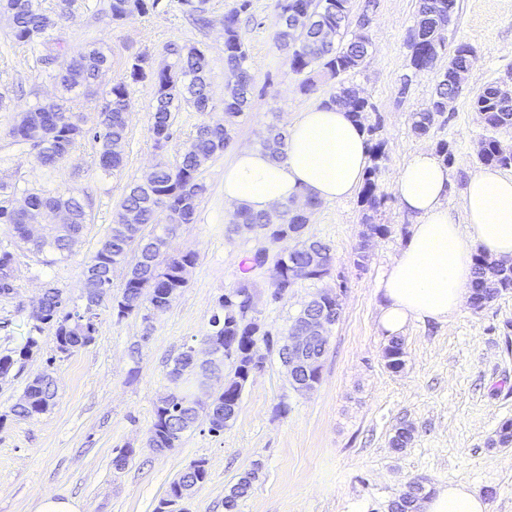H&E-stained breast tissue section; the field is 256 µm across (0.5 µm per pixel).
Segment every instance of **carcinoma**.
Segmentation results:
<instances>
[{"mask_svg":"<svg viewBox=\"0 0 512 512\" xmlns=\"http://www.w3.org/2000/svg\"><path fill=\"white\" fill-rule=\"evenodd\" d=\"M160 3L161 0H110V18L118 23L136 14L146 15L156 11ZM74 5L75 0H56L55 8L48 11L43 8L41 0H0V6L11 17L13 40L20 45L43 48L42 64L51 68V76L67 93L65 97L33 108L40 119L38 126L52 131V135L40 136L35 132L38 126L25 122L10 130L14 141L28 146L41 166L55 167L79 140L90 137L100 145L99 167L112 173L121 170L124 153L120 144L127 138L126 112L130 87L145 79L151 80L154 86L149 109L156 149L167 147L172 137L174 113L188 106L201 116L176 166L160 161L128 187L109 234L85 263V299L88 300L99 286L108 282L112 265L126 262L128 254L134 253V262L139 267L138 279L133 284L122 286L121 291L112 298V309H119L128 316L140 312V308L130 305L138 296H143L142 303L145 304L153 297L159 299L167 295L172 288L185 287L177 278V270L183 262H194L195 255L191 252L168 255L167 241L160 237L149 240L140 250L134 248L138 239L142 238L141 228L127 223V214L135 213L141 224H153L159 213L170 210L183 223H192L197 205L208 193V185L199 171L232 142L236 119L250 106L253 91L250 54L238 22L241 15L250 12L252 3L251 0H232L224 13V64L229 71L239 73L241 85L234 97L224 98L222 118L215 120L211 117L215 106L208 89L209 61L205 52L195 45H173L169 48V54L174 56L171 63L157 65L148 56L140 54L128 60L125 78L113 83L102 98L99 122L93 128H86L72 120L68 108L72 98L68 94L78 88L91 86L100 72L111 64V55L101 47L70 54L62 40L55 37L54 32L60 22L71 14ZM301 5L311 10V22L305 32L298 34L291 28V23ZM276 8L274 40L280 49L288 53L292 70L302 76L298 85L300 92L309 93L322 79H338L365 63L371 46L370 30L358 24L354 30H348L351 0H317L315 3L312 0H277ZM447 8L448 0H420L418 14L421 24L419 30L409 36V49H425L426 37L432 31L431 16ZM325 25L336 30L338 41L326 40L321 36V29ZM473 55L471 45L460 43L455 46L448 62V71L441 75L429 104L412 115L413 129L417 134H427L435 121V114L448 111V97L456 93L455 84L451 82L452 74L467 68ZM336 101L342 102L359 124L363 125L368 120L372 105L357 89L339 83L336 95L326 103ZM472 106L475 112L485 114V126L491 131V135L480 142L477 151L479 162L485 166L506 167L507 162L496 152L497 139L493 133L501 128H512V103L497 100L492 86L487 84L473 96ZM378 173L379 165L375 163L364 179L362 202L370 210L381 203L375 194ZM19 192L26 197L28 210L65 209L72 213V223L64 225L63 231L55 234L48 243L31 239L26 213L16 212L8 206L10 197ZM87 220L86 200L78 194L48 190L21 191L17 184L0 178V224L10 225L14 236L29 245L32 251L47 256L44 260L46 264L69 256ZM308 222L309 216L295 211L291 202L270 213L253 214L242 210L238 214V223L258 225L269 233L274 243L288 240V231L298 226L304 229ZM487 259L489 256L485 254L475 257L471 286L477 288L490 279L497 282L500 289L487 298L491 302L512 290V269L494 270L487 265ZM288 261L302 279H323V271L310 268L311 258L307 253L296 252L288 256ZM18 288L14 255L6 248L0 249V297L13 295ZM42 302L47 316L34 329L39 333L47 327L52 329L56 351L72 352L93 343L96 333L94 309H83L89 319V334L82 335L73 330L61 312L62 304H71V298L63 289L46 283ZM210 326V336H238L242 344L251 342L248 329L222 314L212 315ZM384 357L390 369L398 371L403 367L401 339H390L384 349ZM55 396V381L37 376L27 384L23 397L12 406V413L18 418H34L49 409ZM199 417L200 410L187 402L171 403L167 397L159 399L153 422L156 429L155 450L161 452L170 447L171 440H181L195 426ZM412 440V430L402 424L395 428L390 446L401 451ZM207 475L206 461L196 460L179 474L169 490H174L178 483L184 481L202 484ZM254 477L255 473L250 472L230 488L224 497L225 512H235L239 498L247 493ZM424 496L425 486L416 483L401 498L392 502L391 512H417V503Z\"/></svg>","mask_w":512,"mask_h":512,"instance_id":"obj_1","label":"carcinoma"}]
</instances>
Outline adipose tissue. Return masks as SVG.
Segmentation results:
<instances>
[{
	"instance_id": "adipose-tissue-1",
	"label": "adipose tissue",
	"mask_w": 512,
	"mask_h": 512,
	"mask_svg": "<svg viewBox=\"0 0 512 512\" xmlns=\"http://www.w3.org/2000/svg\"><path fill=\"white\" fill-rule=\"evenodd\" d=\"M370 164L366 134L341 105L315 104L288 128L281 157L244 148L224 170V207L273 211L298 198L342 202L361 186ZM448 169L428 150L403 165L396 196L416 219L406 246L382 279L381 326L395 336L414 320H445L469 297L474 254L512 262V176L478 170L463 194V219L445 204ZM482 495L464 483L437 485L417 512H489Z\"/></svg>"
}]
</instances>
